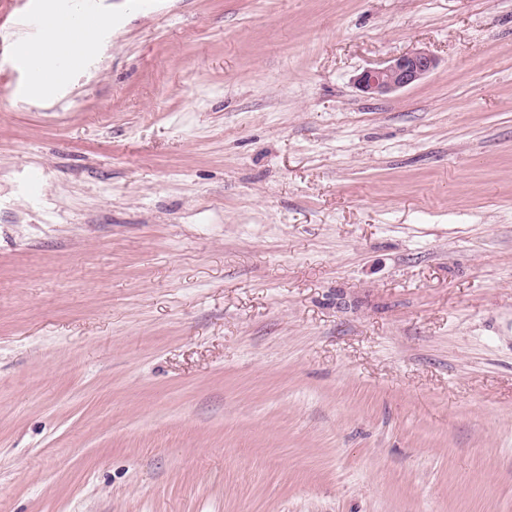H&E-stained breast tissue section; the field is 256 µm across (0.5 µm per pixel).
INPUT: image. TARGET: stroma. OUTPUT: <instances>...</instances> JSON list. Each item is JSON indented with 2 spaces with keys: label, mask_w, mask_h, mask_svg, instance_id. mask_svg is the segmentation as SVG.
Here are the masks:
<instances>
[{
  "label": "stroma",
  "mask_w": 512,
  "mask_h": 512,
  "mask_svg": "<svg viewBox=\"0 0 512 512\" xmlns=\"http://www.w3.org/2000/svg\"><path fill=\"white\" fill-rule=\"evenodd\" d=\"M97 7L0 54V512H512V0ZM48 30L47 39L61 42L69 56L80 60H84L91 48H93L97 34V32L89 33L74 26L57 28L50 25ZM44 44L49 49L57 48L49 40L45 42L44 40L36 42L23 41V47L30 66L29 91L32 95L38 97L44 96L45 93L50 91L47 90L45 81L50 89L57 84L59 76L50 74H58L63 67V57L47 51L44 48ZM438 66V59L427 50L416 49L383 64L365 69L358 77L361 90L382 96L415 84Z\"/></svg>",
  "instance_id": "1"
}]
</instances>
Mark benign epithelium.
Here are the masks:
<instances>
[{
    "instance_id": "benign-epithelium-1",
    "label": "benign epithelium",
    "mask_w": 512,
    "mask_h": 512,
    "mask_svg": "<svg viewBox=\"0 0 512 512\" xmlns=\"http://www.w3.org/2000/svg\"><path fill=\"white\" fill-rule=\"evenodd\" d=\"M438 66V59L427 50L416 49L379 66L365 69L358 77L361 90L382 96L415 84Z\"/></svg>"
}]
</instances>
